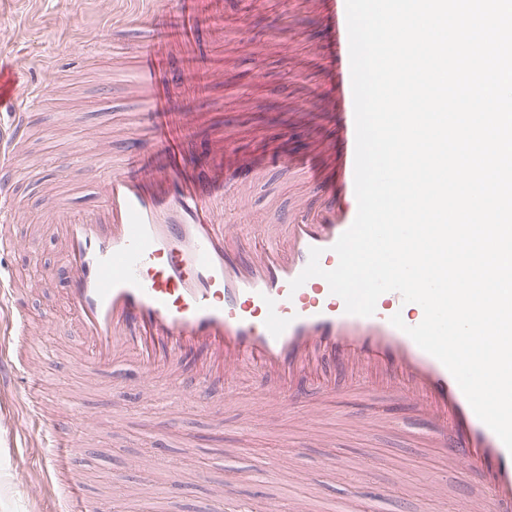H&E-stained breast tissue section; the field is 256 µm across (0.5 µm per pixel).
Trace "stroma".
I'll return each mask as SVG.
<instances>
[{"mask_svg":"<svg viewBox=\"0 0 512 512\" xmlns=\"http://www.w3.org/2000/svg\"><path fill=\"white\" fill-rule=\"evenodd\" d=\"M113 0H0V63L13 65L21 87L37 88L40 107L33 118L25 164L32 176L21 186L18 245L12 263L38 277L41 286L25 298L33 321L50 313V325L33 336L32 351L49 349L52 361L37 372L48 391L74 399L79 411L73 434L76 450L68 477H52L40 462V448L25 435V408L15 392L0 406V512H63L68 482L79 483L101 512H214L213 490L226 472L252 469L258 461L297 454L307 483L283 485L267 473L241 484L237 500L288 503L292 496L311 499L321 512H334L337 501L354 498L361 512H463L466 498L485 489L476 476L462 472L417 433L408 406L394 405L379 390L333 378L326 385L332 404H305L272 416L258 398L274 390L269 378L234 380V399L225 401L224 424L215 427L194 395L198 379L187 371L182 394L170 407L172 389L162 372L147 376L157 398L145 403L131 378L136 369L122 363L101 369L73 329L74 313L66 286L56 276L59 244L44 224L41 198L58 185L60 197L75 210L96 204L86 168L55 171L74 146L75 136L89 143L120 146L134 126L135 107L121 91L100 94L104 74L132 77L134 40L111 44L102 31ZM345 0H239L224 14V83L193 101L206 120L193 136V155L206 165L205 152L218 130L235 133L225 162L262 163L245 202L227 197L224 210L238 224L277 223L281 212L302 205L316 207L319 192L292 170L276 167L274 155L316 153L336 137L342 58L322 66L306 48L329 43L333 24H345ZM353 411H370L378 425L367 428L342 416L339 401ZM169 421L170 431L155 440L154 430ZM161 451L184 484L174 495L140 458Z\"/></svg>","mask_w":512,"mask_h":512,"instance_id":"35a3bbf8","label":"stroma"}]
</instances>
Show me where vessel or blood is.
Listing matches in <instances>:
<instances>
[{"mask_svg": "<svg viewBox=\"0 0 512 512\" xmlns=\"http://www.w3.org/2000/svg\"><path fill=\"white\" fill-rule=\"evenodd\" d=\"M181 16L173 36L152 33L158 2ZM134 13L108 31L122 40L138 29L134 78L123 84L132 100L151 113L149 137H133L125 152L96 147L89 176L102 202L74 214L48 198L46 220L60 244L57 272L68 283L74 326L97 366L121 361L178 378L183 360L200 379L199 402L211 404L225 379L244 374L277 381L264 403L279 413L304 399H323L325 375L367 373L392 400L414 409L431 447L466 464L488 492L478 512H512V452L474 413L446 367L390 322L401 314L418 325L401 295L387 292L374 315L346 313L343 300L325 279L310 278L299 289L289 283L319 248L323 269H334L333 246L357 213L354 192L355 118L338 115L336 140L322 153L340 172L338 186L326 185L323 171L278 156L279 166L303 170L319 189L312 211L294 209L278 224L259 225L248 235L224 221L225 194L244 185L224 169L223 134L209 143L210 162L196 166L187 138L198 123L186 110L200 84H220L224 68L209 52L206 32L224 35V0H132ZM0 197L12 196L21 179L23 146L29 137L30 108L17 74L0 68ZM15 273L0 272V379L12 376L26 393V425L40 428L47 449L45 469L63 472L74 443L71 419L52 423L42 415L44 392L34 374L12 355L16 338L29 335L17 296Z\"/></svg>", "mask_w": 512, "mask_h": 512, "instance_id": "b4317fda", "label": "vessel or blood"}]
</instances>
